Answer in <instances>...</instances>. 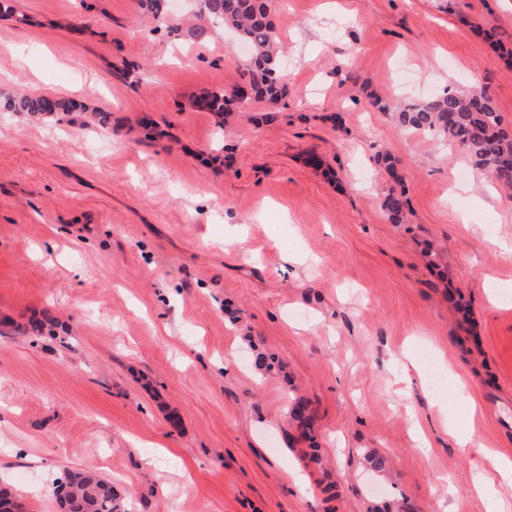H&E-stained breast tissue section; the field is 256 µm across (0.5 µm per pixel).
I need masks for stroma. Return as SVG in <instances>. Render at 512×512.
<instances>
[{"label":"stroma","mask_w":512,"mask_h":512,"mask_svg":"<svg viewBox=\"0 0 512 512\" xmlns=\"http://www.w3.org/2000/svg\"><path fill=\"white\" fill-rule=\"evenodd\" d=\"M14 6L0 91L113 121L0 112V480L25 512L88 466L128 512H512V197L369 100L482 89L512 130V0H274L288 95L225 126L191 101L240 84L232 32ZM46 309L64 336L32 334ZM381 208L385 212L390 223H405L408 204L403 193H398L393 188L384 191L381 198ZM289 421L296 425L300 436L304 439L313 440L314 416L309 409L308 401L303 398H296L288 413Z\"/></svg>","instance_id":"stroma-1"}]
</instances>
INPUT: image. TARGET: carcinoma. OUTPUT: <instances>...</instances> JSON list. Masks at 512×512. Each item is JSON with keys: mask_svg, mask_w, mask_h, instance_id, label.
I'll use <instances>...</instances> for the list:
<instances>
[{"mask_svg": "<svg viewBox=\"0 0 512 512\" xmlns=\"http://www.w3.org/2000/svg\"><path fill=\"white\" fill-rule=\"evenodd\" d=\"M142 12L164 24L173 37L201 40L220 25L236 31L250 44L251 58L243 72L247 93H226L222 88L203 92L200 105L216 112H243L252 101L279 103L287 95L278 56L279 32L272 19L273 0H200L197 22L189 25L169 21V0H139ZM373 107L395 112L398 125L409 131L434 136L460 147L468 161L487 172L505 190H512V132L506 129L489 97L483 91L442 93L406 105L393 106L378 97ZM80 106L47 96L12 94L0 99V112H27L34 117L74 112ZM381 208L392 224H403L408 212L403 193L390 188L383 192ZM300 436L312 440L314 416L308 401L297 398L288 413ZM61 512H125L112 483L92 469L64 471L51 486Z\"/></svg>", "mask_w": 512, "mask_h": 512, "instance_id": "carcinoma-1", "label": "carcinoma"}]
</instances>
